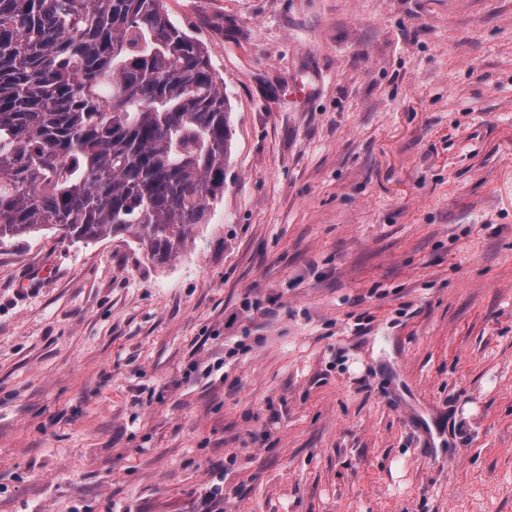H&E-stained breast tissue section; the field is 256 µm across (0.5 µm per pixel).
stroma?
I'll list each match as a JSON object with an SVG mask.
<instances>
[{
  "label": "stroma",
  "instance_id": "stroma-1",
  "mask_svg": "<svg viewBox=\"0 0 512 512\" xmlns=\"http://www.w3.org/2000/svg\"><path fill=\"white\" fill-rule=\"evenodd\" d=\"M166 4L224 196L0 243V512H512V0Z\"/></svg>",
  "mask_w": 512,
  "mask_h": 512
}]
</instances>
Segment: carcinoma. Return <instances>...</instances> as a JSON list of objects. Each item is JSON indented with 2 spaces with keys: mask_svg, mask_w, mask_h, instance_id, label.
<instances>
[{
  "mask_svg": "<svg viewBox=\"0 0 512 512\" xmlns=\"http://www.w3.org/2000/svg\"><path fill=\"white\" fill-rule=\"evenodd\" d=\"M230 154L224 79L163 0H0V242L112 235L166 262Z\"/></svg>",
  "mask_w": 512,
  "mask_h": 512,
  "instance_id": "1",
  "label": "carcinoma"
}]
</instances>
